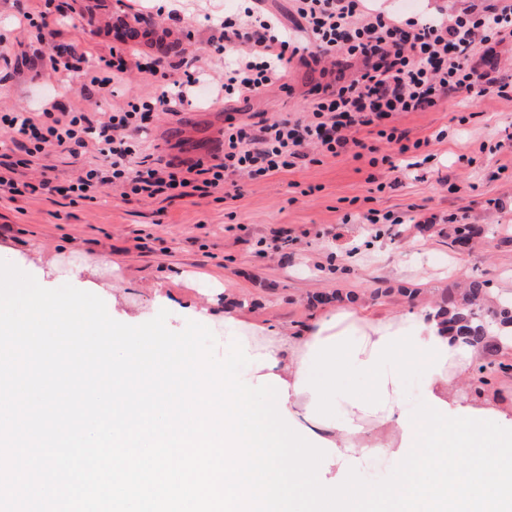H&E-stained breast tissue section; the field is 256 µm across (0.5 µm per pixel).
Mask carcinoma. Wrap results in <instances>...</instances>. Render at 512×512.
Masks as SVG:
<instances>
[{"label":"carcinoma","mask_w":512,"mask_h":512,"mask_svg":"<svg viewBox=\"0 0 512 512\" xmlns=\"http://www.w3.org/2000/svg\"><path fill=\"white\" fill-rule=\"evenodd\" d=\"M489 282L474 278L466 285L462 299L448 295L440 308L448 314V332L477 345L486 353H496L512 341V300L491 304Z\"/></svg>","instance_id":"cac0c4a2"}]
</instances>
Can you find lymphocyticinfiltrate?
Returning <instances> with one entry per match:
<instances>
[{
  "mask_svg": "<svg viewBox=\"0 0 512 512\" xmlns=\"http://www.w3.org/2000/svg\"><path fill=\"white\" fill-rule=\"evenodd\" d=\"M300 28L314 44V61L344 54L363 58L365 65L349 83L318 97L310 111L254 123H229L224 151L216 163L183 170L155 165L147 155L143 135L159 115H177L190 103L194 87L208 78L210 61L183 72L170 89L112 103L116 87L129 68L156 75L159 62L130 58L115 50L90 67L86 52L75 47L49 56L47 68L69 89L74 74L89 73L88 89L108 102L107 111L60 112L59 102L39 111L0 109V127L11 133L0 161V198L30 193L59 195L77 204L97 203L103 187L153 198L198 186L211 194L224 190L227 177H268L308 159L309 149L337 157L356 148L370 165H393L395 156H411L428 164L434 159L429 140L407 142L394 122L407 112L439 107L451 97L472 92L512 99V81L478 72L472 58L479 47L512 40V0H494L487 8H464L452 14L394 17L365 10L364 0H293ZM220 27L227 47L224 79L214 89L221 98L250 99L276 87L287 89V66L301 48L293 34L268 14L252 8L243 16L225 17ZM395 146V153H379L377 140ZM95 147L102 163L90 166L76 180L39 183L20 180V169L55 149L71 153Z\"/></svg>",
  "mask_w": 512,
  "mask_h": 512,
  "instance_id": "1",
  "label": "lymphocytic infiltrate"
}]
</instances>
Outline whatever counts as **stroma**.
<instances>
[{"instance_id": "stroma-1", "label": "stroma", "mask_w": 512, "mask_h": 512, "mask_svg": "<svg viewBox=\"0 0 512 512\" xmlns=\"http://www.w3.org/2000/svg\"><path fill=\"white\" fill-rule=\"evenodd\" d=\"M69 17L59 42L75 44L98 62L112 49L160 60L155 76L131 70L124 96L141 95L181 79L173 62L212 54L220 32L214 18L242 10L247 0H61ZM44 0H0V27L11 30L15 72L0 80V107L22 110L52 100L55 79L43 64L48 44L19 27L22 13ZM155 14L138 38L117 39L115 29L134 14ZM356 60L329 67L288 65V91L272 90L247 101L226 102L195 94L179 115H162L146 150L155 162L184 167L211 159L227 116L257 122L309 111L316 87L352 78ZM512 122V101L497 97L454 99L430 112H408L396 121L410 140L430 139L435 159L418 169L389 171L350 154L301 163L262 181L236 177L223 199L212 196L144 201L104 190L100 203L82 205L55 197L0 200V260L32 261L44 280L60 287L79 278L101 297L109 315L139 325L168 310L167 326L182 330L194 312L207 309L209 328L225 355L224 310L247 321L297 333L322 308L352 303L364 314H407L434 304L471 278L489 281L512 298V147L496 148ZM448 136L435 141L439 130ZM383 191L372 190V182ZM375 208L401 215L382 236L369 225L342 223L344 213ZM467 215L485 233L468 246L448 229ZM295 237L276 248L274 236Z\"/></svg>"}]
</instances>
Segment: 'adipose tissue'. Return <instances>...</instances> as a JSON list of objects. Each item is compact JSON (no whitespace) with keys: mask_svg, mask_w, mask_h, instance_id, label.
<instances>
[{"mask_svg":"<svg viewBox=\"0 0 512 512\" xmlns=\"http://www.w3.org/2000/svg\"><path fill=\"white\" fill-rule=\"evenodd\" d=\"M224 327L245 335L250 355L274 358L294 420L335 444L326 479L344 460L380 453L400 463L392 487L404 512H512V401L465 392L476 380L477 349L449 336L437 308L369 317L345 305L321 312L303 332L277 336L230 308ZM407 367L423 386L414 412L400 393ZM357 376L369 377L371 389L356 388ZM418 435L427 452L416 460ZM460 448L480 454L462 465Z\"/></svg>","mask_w":512,"mask_h":512,"instance_id":"1","label":"adipose tissue"}]
</instances>
